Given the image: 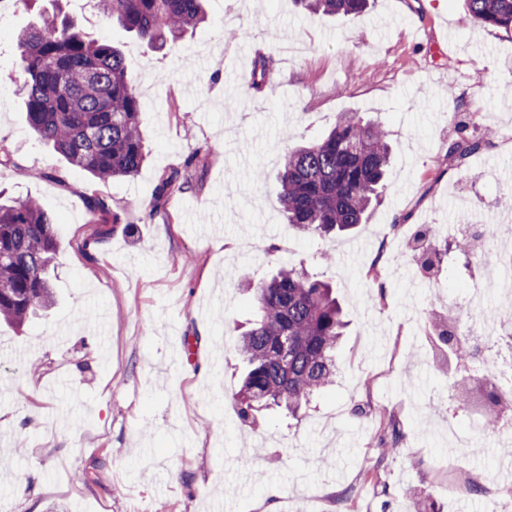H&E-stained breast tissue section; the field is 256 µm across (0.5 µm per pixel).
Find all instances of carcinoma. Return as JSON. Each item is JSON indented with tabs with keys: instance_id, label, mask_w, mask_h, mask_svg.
<instances>
[{
	"instance_id": "obj_1",
	"label": "carcinoma",
	"mask_w": 512,
	"mask_h": 512,
	"mask_svg": "<svg viewBox=\"0 0 512 512\" xmlns=\"http://www.w3.org/2000/svg\"><path fill=\"white\" fill-rule=\"evenodd\" d=\"M325 16L356 15L369 0H296ZM465 19L512 28V0H464ZM94 8L150 44H164L206 21L203 0H94ZM18 37L21 87L29 128L72 166L96 179L131 177L145 161L143 103L123 53L90 36L74 18L44 10ZM388 130L378 119L340 114L325 136L286 149L279 172V203L287 222L326 236L363 223L386 188ZM481 140L459 138L448 158L462 161ZM59 250L47 208L31 199L0 204V322L23 327L52 305L50 264ZM256 318L241 334L245 372L239 415L276 406L297 416L336 375V348L346 327L332 286L303 269H279L252 286ZM448 361L467 364L470 345L441 322L432 325ZM482 427L497 429L512 409V394L484 387Z\"/></svg>"
}]
</instances>
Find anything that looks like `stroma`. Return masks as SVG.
I'll list each match as a JSON object with an SVG mask.
<instances>
[{"label": "stroma", "instance_id": "1", "mask_svg": "<svg viewBox=\"0 0 512 512\" xmlns=\"http://www.w3.org/2000/svg\"><path fill=\"white\" fill-rule=\"evenodd\" d=\"M63 7L138 76L148 157L136 176L99 182L32 135L16 34L37 11L9 5L0 195L44 203L61 247L54 305L23 329L0 324V512H414L419 500L512 512V443L479 428V407L457 409L430 336L452 301L486 336L507 322L497 296L468 301L512 242L492 238L472 260L454 242L499 224L512 197V29L465 21L462 0H371L336 17L294 0H206L207 22L154 49L89 0ZM344 112L385 123L386 190L365 224L312 237L287 223L277 169ZM463 132L484 145L449 160ZM174 171L183 190L153 211ZM425 225L429 269L407 247ZM281 267L335 285L338 375L299 418L271 410L249 426L236 400L239 327L254 315L242 284ZM396 429L397 452L379 457Z\"/></svg>", "mask_w": 512, "mask_h": 512}]
</instances>
